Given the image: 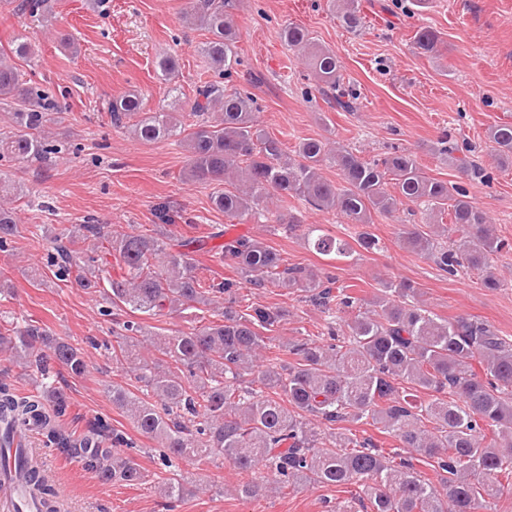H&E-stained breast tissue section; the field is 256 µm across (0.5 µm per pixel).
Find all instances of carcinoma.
Masks as SVG:
<instances>
[{
    "label": "carcinoma",
    "mask_w": 512,
    "mask_h": 512,
    "mask_svg": "<svg viewBox=\"0 0 512 512\" xmlns=\"http://www.w3.org/2000/svg\"><path fill=\"white\" fill-rule=\"evenodd\" d=\"M1 8L22 11L46 22L54 0H0ZM232 0H190L186 21L205 28L211 38L203 46L214 78L196 88L191 114L196 130L184 135L182 122L170 112H151L134 124L137 137L154 142L182 137L188 152L187 180L203 185L232 186L212 195L215 207L228 216L267 203L270 192L296 197L322 211H336L352 224L372 223L371 214L390 216L412 206L428 210L448 208L451 224L445 233L460 235L457 247H445L422 233L417 224H404L399 240L407 248L433 257L441 270L460 268L485 273V287H501L488 272L491 256L508 247L495 236L484 211L470 191L454 182L427 176L416 156L394 150L370 162L327 139L307 138L288 154L282 142L257 127L253 96L225 84L235 73L236 28ZM338 19L358 31L363 17L358 0H339ZM280 38L290 47L307 50V62L319 90L334 91L336 106L356 108L357 94L343 86L336 55L316 44L307 29L288 26ZM421 53L434 56L440 35L430 27L414 36ZM32 46L17 40L12 57L0 54V109L8 106L10 131L0 133V159L57 163L61 149L50 141L49 126L60 114L53 96L23 79L13 59L26 58ZM143 101L128 93L109 104L112 125L122 128L128 117L141 112ZM490 141L499 164L512 165V123L491 127ZM433 154L482 184L491 176L470 160V147L460 148L443 134L430 146ZM339 171L341 183L325 178L319 165ZM394 182L395 191L388 188ZM19 233L14 213L0 206V249ZM80 238L107 243L124 272L105 276L101 257L73 250L62 240ZM47 263L60 278L79 271L83 288L109 286L112 308L148 315L184 312L199 305L215 306L212 320L177 335L147 338L160 354L151 360L141 354L144 335L139 323L126 320L114 333L116 343L105 345L112 359L128 365L135 378L152 393L156 403L138 398L120 385L112 386V404L130 413L138 431L156 440L166 476L155 489L171 501L195 492L179 469L186 459L228 461L242 473L263 465L278 485L342 486L368 484L371 512H494L500 495L497 475H512V340H506L483 322L461 318L444 322L419 305L420 291L400 281L386 286L375 310L358 312L347 329L331 321L329 343L306 337L288 341L296 356L290 364L275 359L255 364L256 352L266 348V331L277 326L286 312L276 307L251 306L241 311L235 281L201 286L192 246L194 240L170 244L159 237L129 233L112 235L110 225L89 218L61 230L53 238ZM319 253L342 256L348 244L321 233L313 241ZM219 262L231 261L253 288L275 283L296 288L327 311H350L358 299L332 274L319 275L302 266H288L265 243L236 236L210 248ZM224 296L218 307L213 295ZM0 352L38 374L36 394L16 396L0 382V450H14L15 477L36 491L42 512H58L49 475L41 473L28 451L11 448L14 433L31 424L49 442L64 449L81 466L104 481L140 483L145 475L125 434L102 418L78 436L59 426L68 408L66 394L49 382V364L65 367L74 376L86 371L80 350L50 336L38 323L0 330ZM478 361L481 372L472 367ZM251 375L260 388L240 387ZM427 398H422V395ZM372 420L393 434L410 453L430 460L447 474L436 487L422 479L412 458L394 462L376 450L368 438L332 432L324 441L315 424ZM434 424L428 430L426 423ZM495 428L497 440L484 442V427ZM268 483L247 479L235 494L256 500Z\"/></svg>",
    "instance_id": "1"
}]
</instances>
